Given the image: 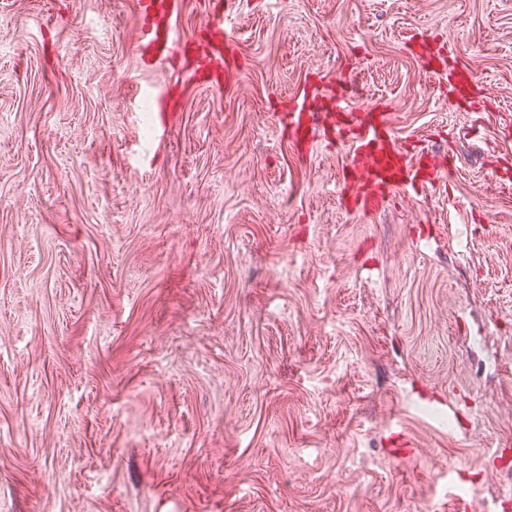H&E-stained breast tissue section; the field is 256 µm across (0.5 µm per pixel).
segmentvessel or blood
I'll list each match as a JSON object with an SVG mask.
<instances>
[{
  "mask_svg": "<svg viewBox=\"0 0 512 512\" xmlns=\"http://www.w3.org/2000/svg\"><path fill=\"white\" fill-rule=\"evenodd\" d=\"M140 37L138 47L143 66L152 68L169 58L195 53L196 73L202 83L220 87L239 74L233 52L224 42V14L208 12L204 36L178 33L173 18L176 0H138ZM439 61L432 73L449 93L458 94L473 83L470 70L447 65L445 48H438ZM291 137L302 153L312 147L314 125H321L325 138L338 137L349 144V160L342 173V188L348 194L346 208L360 215L377 213L392 197L413 189L428 191L442 168L428 150L402 147L385 108L360 112L341 103H325L320 94L303 100L289 113Z\"/></svg>",
  "mask_w": 512,
  "mask_h": 512,
  "instance_id": "1",
  "label": "vessel or blood"
}]
</instances>
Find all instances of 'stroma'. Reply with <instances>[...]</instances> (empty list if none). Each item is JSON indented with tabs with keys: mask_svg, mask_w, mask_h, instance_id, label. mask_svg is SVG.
<instances>
[{
	"mask_svg": "<svg viewBox=\"0 0 512 512\" xmlns=\"http://www.w3.org/2000/svg\"><path fill=\"white\" fill-rule=\"evenodd\" d=\"M71 2L0 0V512H503L512 0H240L219 88L142 66L137 0ZM310 85L449 173L348 214V144L280 125ZM432 56L439 60V65L435 68L429 69V72L435 75L439 81L448 86L449 93L460 94L464 88L474 82V76L470 70L458 68L455 65L448 67L446 64L448 55L443 45H440V47L434 52H428L426 64H429Z\"/></svg>",
	"mask_w": 512,
	"mask_h": 512,
	"instance_id": "35a3bbf8",
	"label": "stroma"
}]
</instances>
